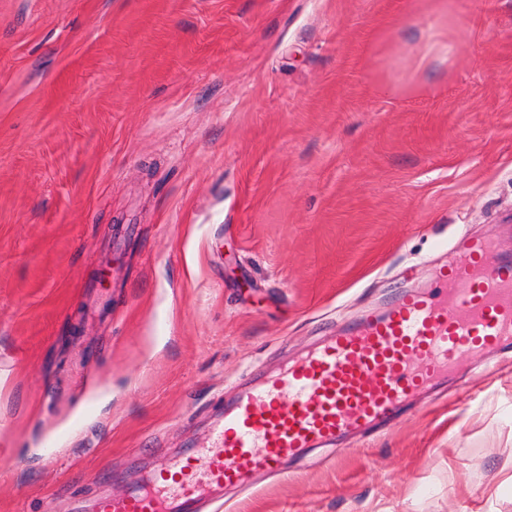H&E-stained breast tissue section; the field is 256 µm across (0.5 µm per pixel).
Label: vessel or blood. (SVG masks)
Instances as JSON below:
<instances>
[{"label": "vessel or blood", "mask_w": 512, "mask_h": 512, "mask_svg": "<svg viewBox=\"0 0 512 512\" xmlns=\"http://www.w3.org/2000/svg\"><path fill=\"white\" fill-rule=\"evenodd\" d=\"M488 240L441 266L434 294L402 296L381 317L329 337L224 410L202 457L156 471L99 512H197L212 491L249 486L298 449L390 416L462 354L512 340V261Z\"/></svg>", "instance_id": "obj_1"}]
</instances>
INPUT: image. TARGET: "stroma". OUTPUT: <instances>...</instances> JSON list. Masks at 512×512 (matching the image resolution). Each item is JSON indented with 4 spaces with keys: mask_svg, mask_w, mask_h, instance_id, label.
I'll return each instance as SVG.
<instances>
[{
    "mask_svg": "<svg viewBox=\"0 0 512 512\" xmlns=\"http://www.w3.org/2000/svg\"><path fill=\"white\" fill-rule=\"evenodd\" d=\"M512 259V0H0V512H95L251 378ZM200 512H512V343Z\"/></svg>",
    "mask_w": 512,
    "mask_h": 512,
    "instance_id": "stroma-1",
    "label": "stroma"
}]
</instances>
